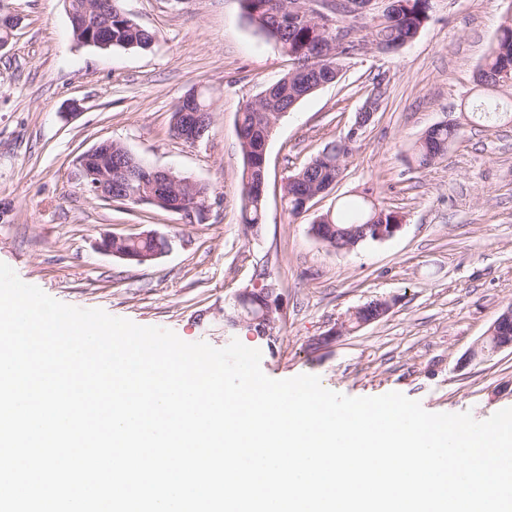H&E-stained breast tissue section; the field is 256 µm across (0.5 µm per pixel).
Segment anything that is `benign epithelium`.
I'll list each match as a JSON object with an SVG mask.
<instances>
[{"label":"benign epithelium","mask_w":512,"mask_h":512,"mask_svg":"<svg viewBox=\"0 0 512 512\" xmlns=\"http://www.w3.org/2000/svg\"><path fill=\"white\" fill-rule=\"evenodd\" d=\"M292 17L303 15L310 17L324 31L332 36L337 48L345 47L350 40L344 31L338 28V11L328 0H294L290 4ZM199 94L195 91L184 95L181 103L185 105V112L182 124L176 130L177 138L189 143L199 142L203 136V126L206 125V117L202 112L196 110ZM379 109V99L370 95L364 102L356 115L355 123L349 127L346 139L355 141L367 125H369ZM272 134L268 130L261 134V146L257 150L255 165L250 169L248 178L250 184L259 191H264L265 171V148ZM75 176L81 187L90 188V192L104 200H112L114 190H122L123 193L132 197L137 205L159 206L161 201L153 195H145L135 187L137 183H144L151 179L158 181L170 177L167 170L152 168L146 176L132 168V163L120 157H112V141L102 140L88 151L82 153L73 162ZM150 236L163 240V246L153 252L145 253L138 248L140 241L147 238L142 234L134 237H116L110 234L103 236L98 242V248L122 260L137 261L144 263L160 257L172 248L171 239L161 233L152 232ZM395 305L393 299H380L372 306H358L349 311L347 315L329 333L314 341L317 347L338 339L350 330V324L361 329L374 321L387 316ZM233 309L236 313V323L247 326L259 325L261 335L266 337L271 334L272 329L278 324L282 317V303L277 289L272 286L262 287L257 285L253 288H245L235 294ZM505 349L512 350V306L506 307L499 314L497 319L473 348L464 358L468 362L476 357H486Z\"/></svg>","instance_id":"obj_1"}]
</instances>
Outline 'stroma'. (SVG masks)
I'll list each match as a JSON object with an SVG mask.
<instances>
[{"label": "stroma", "instance_id": "obj_1", "mask_svg": "<svg viewBox=\"0 0 512 512\" xmlns=\"http://www.w3.org/2000/svg\"><path fill=\"white\" fill-rule=\"evenodd\" d=\"M18 18L0 50V262L25 283L79 308L172 330L216 348L239 340L273 379L318 376L350 397L397 391L431 413L479 421L512 407V351L461 359L512 304V123H483L469 104L475 76L512 0H432L419 35L398 52L357 50L337 82L278 122L266 148L265 223L242 222L243 105L293 65L247 21L240 0H121L156 40L147 50L76 43L64 0H1ZM382 107L347 156L334 190L288 216L285 179L339 140L374 85ZM202 92L213 119L197 144L175 138L172 112ZM463 134L434 165L411 161L431 125ZM123 144L146 165L208 184L203 223L153 206L85 193L73 160L97 142ZM371 190L401 218L392 238L347 253L308 232L314 215ZM168 234L146 264L108 255L106 234ZM268 278L285 317L273 338L224 328V302ZM395 299L390 314L321 347L351 308Z\"/></svg>", "mask_w": 512, "mask_h": 512}]
</instances>
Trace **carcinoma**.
I'll list each match as a JSON object with an SVG mask.
<instances>
[{
	"mask_svg": "<svg viewBox=\"0 0 512 512\" xmlns=\"http://www.w3.org/2000/svg\"><path fill=\"white\" fill-rule=\"evenodd\" d=\"M249 22L280 50L297 61V67L305 65L315 53L322 55L318 61L320 77L328 83L335 81L331 66L336 59L325 51L328 35L310 19L290 20L282 12L285 3L293 0H241ZM70 5L81 10L89 25L101 28V36L110 47L146 49L154 42V35L143 29L130 17L123 16L120 0H71ZM391 8L374 19L358 15H343L338 22L352 33L348 50L357 49L360 42L367 41L388 52L390 48L413 36L423 28L430 18L431 0H390ZM512 67V19L500 27L495 41L491 44L476 74L479 93L471 102V113L478 119L512 122V100L491 96V93L505 86L502 72ZM272 104L261 103L247 106L238 113L237 129L247 141L240 143L242 155L250 154L257 147L260 133L277 120V113L298 104L297 97L303 92L297 77L286 73L277 80ZM462 135V127L455 123H437L426 129L411 147V160L418 168L430 166L437 158L448 152ZM354 148L344 140L336 142L330 153L320 152L309 163L291 175L293 182L281 187L284 210L291 216H298L309 210L307 197L321 191L333 182H338L343 173V158ZM164 205L183 201L204 202L210 197V187L201 182L176 176L166 185L152 186ZM266 199L243 190V223L258 231L265 223ZM326 224L348 228L354 224H399L398 215L381 204L362 196L353 207L338 214L329 212L319 215Z\"/></svg>",
	"mask_w": 512,
	"mask_h": 512,
	"instance_id": "carcinoma-1",
	"label": "carcinoma"
}]
</instances>
